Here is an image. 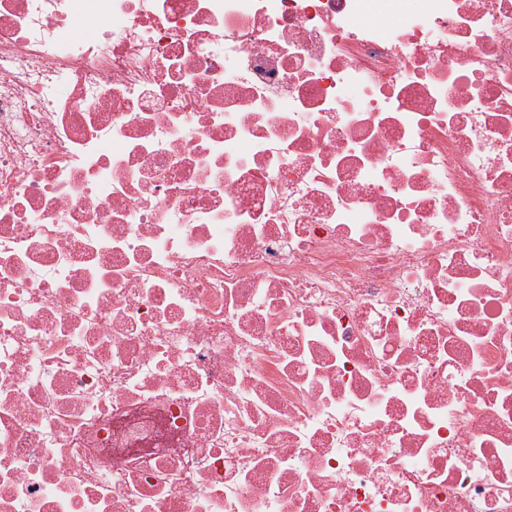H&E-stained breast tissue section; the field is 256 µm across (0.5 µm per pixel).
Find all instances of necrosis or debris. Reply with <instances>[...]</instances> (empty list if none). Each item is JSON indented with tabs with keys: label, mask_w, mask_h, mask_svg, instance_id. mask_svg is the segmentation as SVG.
<instances>
[{
	"label": "necrosis or debris",
	"mask_w": 512,
	"mask_h": 512,
	"mask_svg": "<svg viewBox=\"0 0 512 512\" xmlns=\"http://www.w3.org/2000/svg\"><path fill=\"white\" fill-rule=\"evenodd\" d=\"M0 512H512V0H0Z\"/></svg>",
	"instance_id": "1"
}]
</instances>
